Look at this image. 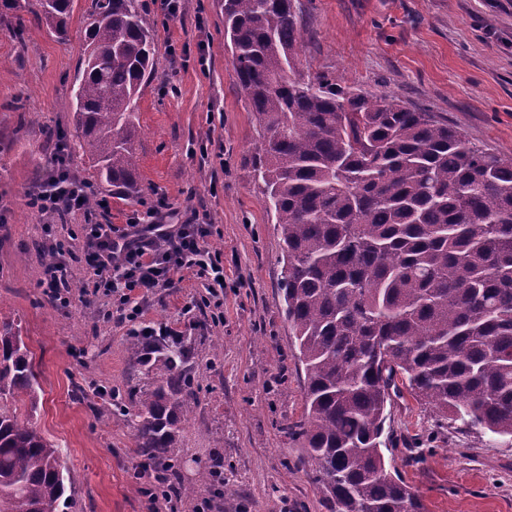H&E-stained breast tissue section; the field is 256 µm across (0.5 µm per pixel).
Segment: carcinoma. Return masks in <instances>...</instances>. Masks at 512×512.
I'll use <instances>...</instances> for the list:
<instances>
[{"label": "carcinoma", "instance_id": "obj_1", "mask_svg": "<svg viewBox=\"0 0 512 512\" xmlns=\"http://www.w3.org/2000/svg\"><path fill=\"white\" fill-rule=\"evenodd\" d=\"M59 42L73 0H0ZM73 87L79 149L115 194L144 193L134 148L141 87L154 75L143 0H91ZM224 38L259 127L254 174L280 229V288L305 417L286 428L328 512H423L386 468L380 438L402 384L442 420L512 437V157L389 95L297 70V0H224ZM130 364L162 371L135 401V445L155 491L186 497L169 463L193 412L181 336L128 337ZM19 333L0 326V512H66L60 446L8 400L36 406Z\"/></svg>", "mask_w": 512, "mask_h": 512}]
</instances>
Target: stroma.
Returning <instances> with one entry per match:
<instances>
[{
  "label": "stroma",
  "mask_w": 512,
  "mask_h": 512,
  "mask_svg": "<svg viewBox=\"0 0 512 512\" xmlns=\"http://www.w3.org/2000/svg\"><path fill=\"white\" fill-rule=\"evenodd\" d=\"M299 69L326 72L447 119L466 139L512 157V0H299ZM155 22L154 76L139 96L135 141L142 202L95 184L99 222L125 225L153 207L197 216L224 255V306L208 283L184 273L143 317L185 336L193 351L196 408L180 430L179 481L223 463L246 512H327L299 467L302 443L282 433L302 420L304 371L294 357L280 299L282 242L253 178L259 128L224 46L222 0H184ZM88 0H75L68 42L33 15L0 20V323L30 351L40 389L19 413L59 444L75 480L68 512H150L133 428L107 417V389L131 396L159 379L136 371L124 326L85 301L83 260L69 263L73 299L51 307L43 294L42 225L66 248L83 214L41 215L26 193L50 161L46 130L74 134L73 82L84 53ZM23 25L24 41L14 36ZM393 465L425 512H512V439L443 427L407 391L393 394L388 420Z\"/></svg>",
  "instance_id": "obj_1"
}]
</instances>
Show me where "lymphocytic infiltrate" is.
<instances>
[{"instance_id":"obj_1","label":"lymphocytic infiltrate","mask_w":512,"mask_h":512,"mask_svg":"<svg viewBox=\"0 0 512 512\" xmlns=\"http://www.w3.org/2000/svg\"><path fill=\"white\" fill-rule=\"evenodd\" d=\"M66 153V147H52L49 166L27 194L28 207L37 213L69 214L87 208L93 189L65 163ZM149 216L146 223L131 217L123 227L86 220L81 226L82 250L91 271V294L107 300L105 318L128 325L133 334L165 336L168 328L157 329L142 321L144 304L175 287L177 274L184 271L218 280L224 274V261L221 252L208 246L209 225L190 219L174 224L155 209ZM44 236L56 255L44 271V295L52 306L66 307L70 304L68 266L59 255L52 226H45Z\"/></svg>"}]
</instances>
